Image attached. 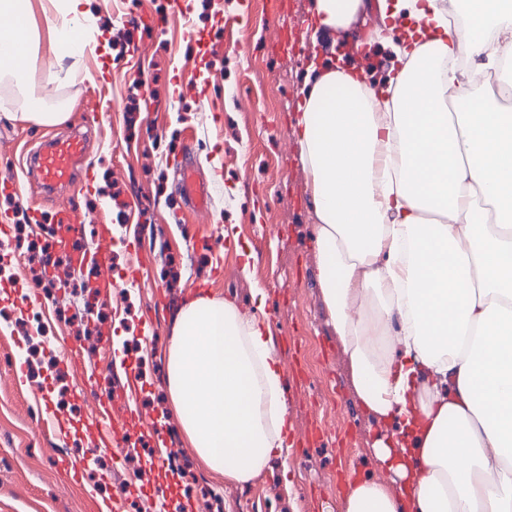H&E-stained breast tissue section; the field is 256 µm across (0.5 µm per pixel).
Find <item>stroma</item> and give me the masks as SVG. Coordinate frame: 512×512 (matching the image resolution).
Returning <instances> with one entry per match:
<instances>
[{
  "mask_svg": "<svg viewBox=\"0 0 512 512\" xmlns=\"http://www.w3.org/2000/svg\"><path fill=\"white\" fill-rule=\"evenodd\" d=\"M86 20L110 46L84 55L68 81L0 80V171L26 191L0 185V222L25 241L0 270V512H100L90 484L127 489L124 512H151L160 493L189 512H344L348 480L387 471L318 284L310 175L295 143L312 0H90ZM33 95L67 120L19 119ZM75 132L88 181L44 192L34 149ZM182 162L206 187V209L177 191ZM70 205L85 237L108 227V270L48 254ZM198 294L265 313L288 359V458L245 486L209 471L170 412L167 341ZM15 358L25 366L14 375ZM120 364L147 374L135 395L112 379ZM41 392L76 428L64 445L35 431ZM98 398L115 423L140 429L121 460L92 424Z\"/></svg>",
  "mask_w": 512,
  "mask_h": 512,
  "instance_id": "35a3bbf8",
  "label": "stroma"
}]
</instances>
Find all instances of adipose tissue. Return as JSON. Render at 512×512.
Returning a JSON list of instances; mask_svg holds the SVG:
<instances>
[{
	"label": "adipose tissue",
	"mask_w": 512,
	"mask_h": 512,
	"mask_svg": "<svg viewBox=\"0 0 512 512\" xmlns=\"http://www.w3.org/2000/svg\"><path fill=\"white\" fill-rule=\"evenodd\" d=\"M87 0H0V36L25 77L47 55L98 52ZM377 8L399 68L381 85L332 63L299 92L296 142L311 177L319 284L364 411L394 424L374 445L391 485L350 483L345 512H512V109L474 79L512 57V0H313L318 32ZM464 26L448 21L449 9ZM413 19L395 41L390 19ZM466 104L448 109V99ZM173 412L197 456L250 483L287 456L288 401L264 320L233 300L184 303L167 345Z\"/></svg>",
	"instance_id": "adipose-tissue-1"
}]
</instances>
